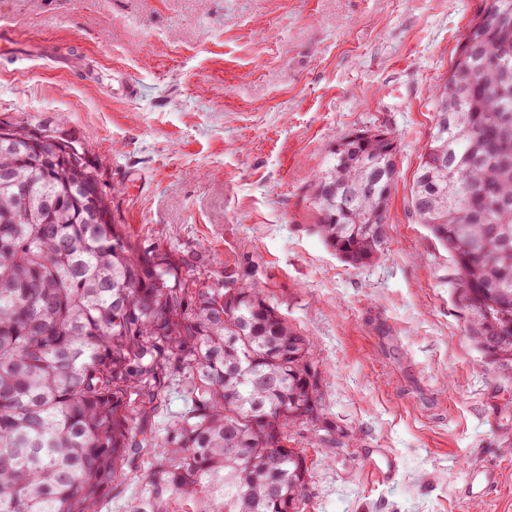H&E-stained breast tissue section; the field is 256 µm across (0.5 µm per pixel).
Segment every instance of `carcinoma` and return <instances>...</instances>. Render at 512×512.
Returning <instances> with one entry per match:
<instances>
[{
  "mask_svg": "<svg viewBox=\"0 0 512 512\" xmlns=\"http://www.w3.org/2000/svg\"><path fill=\"white\" fill-rule=\"evenodd\" d=\"M469 56L430 92L436 112L411 205L452 254L471 331L512 352V0H486ZM0 138V512H101L137 482L127 512H299L309 468L288 447L324 419L309 337L252 282L224 289L131 235L84 139ZM397 141L345 135L315 175L317 231L346 263L386 244ZM373 181V191L364 185ZM183 408L152 420L171 385ZM282 442L279 447L275 441ZM137 486L133 481H127L117 490H112L106 499L102 512H126L127 505L134 497Z\"/></svg>",
  "mask_w": 512,
  "mask_h": 512,
  "instance_id": "obj_1",
  "label": "carcinoma"
}]
</instances>
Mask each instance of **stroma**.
Instances as JSON below:
<instances>
[{"instance_id": "35a3bbf8", "label": "stroma", "mask_w": 512, "mask_h": 512, "mask_svg": "<svg viewBox=\"0 0 512 512\" xmlns=\"http://www.w3.org/2000/svg\"><path fill=\"white\" fill-rule=\"evenodd\" d=\"M484 0H0V118L84 137L118 221L220 282L249 259L309 336L325 415L294 446L302 512H512V369L473 338L451 254L411 190L445 73ZM134 94H124L126 85ZM399 145L386 245L319 235L315 172L349 132ZM400 461L392 481L370 460ZM471 465L501 471L482 500Z\"/></svg>"}]
</instances>
